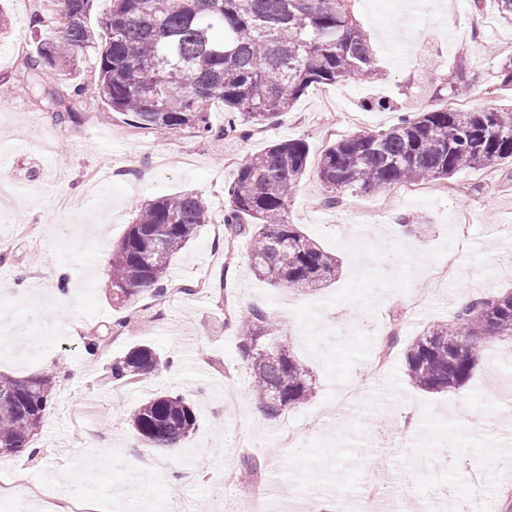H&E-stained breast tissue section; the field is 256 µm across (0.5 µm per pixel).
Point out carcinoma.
<instances>
[{
    "label": "carcinoma",
    "instance_id": "1",
    "mask_svg": "<svg viewBox=\"0 0 512 512\" xmlns=\"http://www.w3.org/2000/svg\"><path fill=\"white\" fill-rule=\"evenodd\" d=\"M95 0H55L51 38L42 36L49 17L31 20L38 36L23 73L70 96L85 92L76 81L80 58L96 76L95 94L132 126L176 136L191 132L219 138L210 124L218 102L229 130L245 135L291 109L309 88L349 80H372L376 72L368 34L357 21L356 0H107L99 24L89 23ZM448 97L468 91L466 61L445 79ZM309 150L299 139L271 143L239 163L228 191L224 230L251 241L256 277L294 290L318 288L336 276V256L291 223L292 192L307 169ZM512 160V110L424 109L391 127L332 143L318 177L325 202L339 194L391 185L442 182L463 170ZM209 207L197 193L183 192L137 205L136 215L112 249L106 288L136 306L146 294L167 291L175 255L209 223ZM250 388L265 417L275 420L310 400L315 381L290 347L276 340L274 315L253 307L230 316ZM512 339V292L476 300L451 322L433 325L408 345L407 372L427 393L464 385L487 344ZM161 369L151 348L137 346L112 363V379H143ZM55 377L25 380L0 374V458L29 448L52 399ZM135 434L155 448H170L199 427L193 403L157 392L130 413Z\"/></svg>",
    "mask_w": 512,
    "mask_h": 512
}]
</instances>
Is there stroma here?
<instances>
[{
  "label": "stroma",
  "mask_w": 512,
  "mask_h": 512,
  "mask_svg": "<svg viewBox=\"0 0 512 512\" xmlns=\"http://www.w3.org/2000/svg\"><path fill=\"white\" fill-rule=\"evenodd\" d=\"M451 12L435 8L410 15L398 7L378 8L356 0L355 16L371 39L377 76L316 86L260 134L211 141L184 132L149 140L125 116L97 101L91 65L78 69L83 97H63L48 105L41 95L17 91L0 102V144L5 160L0 175L15 178L21 191L0 218V247L12 259L0 263V318L11 316L17 333L0 334V374L15 378L50 373L56 377L53 399L33 445L0 459V512H54L41 492L49 486L67 498L86 491V478L98 474L115 490L96 498V512H249L246 486L226 485L228 474L241 471L247 458L260 460L266 484L275 488L270 512H308L317 501L333 512L338 501L359 502L371 487L395 498L404 512H414L429 487L434 450L452 446L448 492L441 502L460 512L478 499L485 512H512V369L508 354L483 349L465 385L428 394L413 387L406 369V349L426 325L454 316L449 298L468 293L492 299L512 291V240L497 227L512 225V162L471 169L448 180L447 194L414 197L393 185L367 193V200L394 197L393 208L376 218L365 251L350 249L338 225L356 223L341 193L335 206L324 203L317 172L331 143L362 131H380L398 117L422 108L448 104L438 93L457 58H465L471 84L468 109L512 108V87L499 80L512 60V24L498 19L496 0H450ZM11 26V39L0 44V78H18L16 40L31 38L30 20L40 0H5L0 6ZM495 17L493 28L474 30L473 21ZM419 30L427 48L412 60L396 56L392 32ZM387 99L390 110L366 103ZM74 112L78 122L58 125L56 115ZM363 120L353 125L351 113ZM36 133L58 135L49 156L28 148ZM307 143L306 174L292 195L290 219L340 261L336 277L316 290L274 288L260 281L249 260L247 238L224 241L227 190L239 163L277 140ZM140 155L154 173L138 180L126 168ZM100 180L91 183L90 172ZM202 193L211 208L208 224L182 250L171 269L172 291L138 300L140 321L122 332L114 325L129 315L113 300L105 283L112 248L133 218L135 205L166 195ZM467 213L474 226L471 247L457 251L453 222ZM69 225L60 238L59 225ZM446 262L456 269L447 287H437L430 266ZM36 272L38 291L25 292L17 282ZM223 278V294L200 287V279ZM426 296L422 313L411 307L413 293ZM246 313L261 306L275 313L285 343L316 381L306 404L280 419L259 415L238 357L236 332L224 325L225 306ZM378 319L396 341L385 371L373 373L370 362L379 337L361 327ZM108 335L98 356L85 351L87 337ZM152 347L166 365L154 376L116 383L113 361L136 345ZM357 390L355 406L335 417L336 396ZM159 391L183 394L195 405L200 426L181 448H153L132 431L129 414ZM472 415L462 440L451 441L456 410ZM288 446H281L284 436ZM152 464L141 467L142 455ZM189 470L190 478L176 477Z\"/></svg>",
  "instance_id": "obj_1"
}]
</instances>
